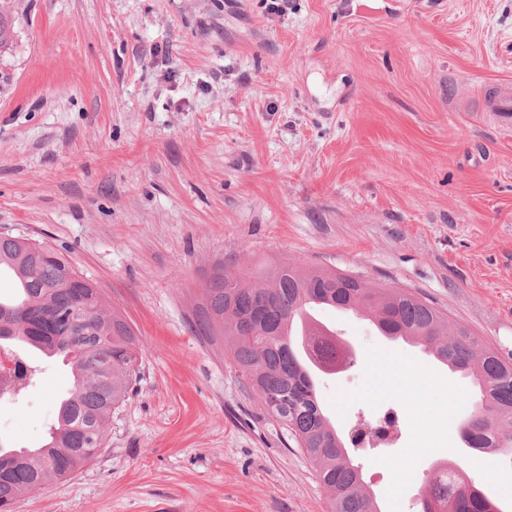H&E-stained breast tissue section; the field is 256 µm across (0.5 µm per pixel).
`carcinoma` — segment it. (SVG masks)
<instances>
[{"label":"carcinoma","mask_w":512,"mask_h":512,"mask_svg":"<svg viewBox=\"0 0 512 512\" xmlns=\"http://www.w3.org/2000/svg\"><path fill=\"white\" fill-rule=\"evenodd\" d=\"M14 291L0 296V343L58 358L73 384L41 446L0 445V512L35 490L54 487L104 447L112 412L136 374L138 344L125 318L109 310L91 280L65 254L0 235V275ZM201 332H220L243 383L313 465L328 512H381L359 466L318 401L312 367L294 335L299 313L317 304L365 312L382 335L423 347L435 360L473 378L481 398L461 427L466 447L512 460V360L438 308L387 285L283 262L258 275L220 269L203 293ZM90 311L75 315L77 305ZM336 337L314 347L321 367H336ZM422 512H500L480 485L448 461L423 490Z\"/></svg>","instance_id":"carcinoma-1"}]
</instances>
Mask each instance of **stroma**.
I'll list each match as a JSON object with an SVG mask.
<instances>
[{
    "label": "stroma",
    "mask_w": 512,
    "mask_h": 512,
    "mask_svg": "<svg viewBox=\"0 0 512 512\" xmlns=\"http://www.w3.org/2000/svg\"><path fill=\"white\" fill-rule=\"evenodd\" d=\"M0 49V234L62 251L142 351L96 457L14 512H327L314 470L197 330L222 266L293 261L391 282L512 357V130L479 109L512 87V0H12ZM358 349L317 376L381 512H419L454 457L490 498L512 460L466 448L478 395L420 347L320 308ZM0 400V443L33 448L72 379L43 361Z\"/></svg>",
    "instance_id": "1"
}]
</instances>
